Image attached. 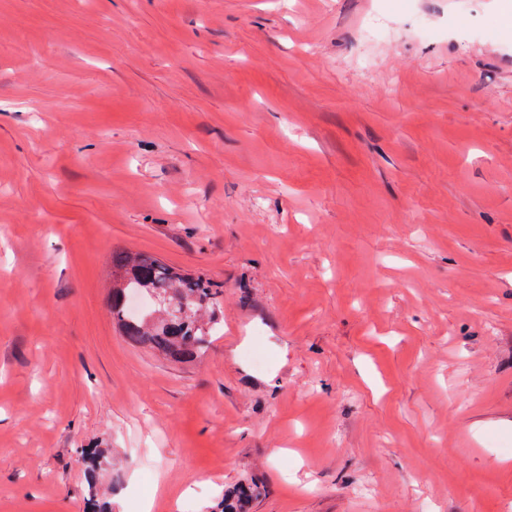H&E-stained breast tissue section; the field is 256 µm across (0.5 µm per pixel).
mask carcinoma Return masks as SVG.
<instances>
[{"label": "carcinoma", "instance_id": "1", "mask_svg": "<svg viewBox=\"0 0 512 512\" xmlns=\"http://www.w3.org/2000/svg\"><path fill=\"white\" fill-rule=\"evenodd\" d=\"M220 285L144 252L112 254L110 313L123 336L175 362L188 363L210 347L222 325ZM249 483L224 491L220 512H244Z\"/></svg>", "mask_w": 512, "mask_h": 512}]
</instances>
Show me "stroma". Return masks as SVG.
Returning <instances> with one entry per match:
<instances>
[{
  "instance_id": "stroma-1",
  "label": "stroma",
  "mask_w": 512,
  "mask_h": 512,
  "mask_svg": "<svg viewBox=\"0 0 512 512\" xmlns=\"http://www.w3.org/2000/svg\"><path fill=\"white\" fill-rule=\"evenodd\" d=\"M116 250L223 285L201 360L120 335ZM240 482L512 512L501 0H0V512Z\"/></svg>"
}]
</instances>
